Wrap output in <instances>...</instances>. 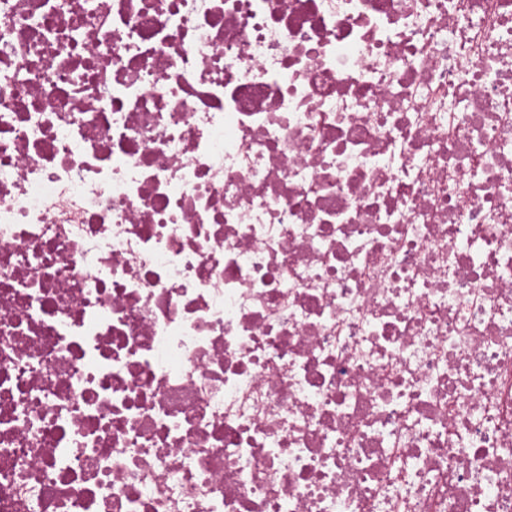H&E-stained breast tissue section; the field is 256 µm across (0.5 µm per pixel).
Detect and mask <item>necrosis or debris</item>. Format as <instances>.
<instances>
[{"label":"necrosis or debris","mask_w":512,"mask_h":512,"mask_svg":"<svg viewBox=\"0 0 512 512\" xmlns=\"http://www.w3.org/2000/svg\"><path fill=\"white\" fill-rule=\"evenodd\" d=\"M0 512H512V0H0Z\"/></svg>","instance_id":"obj_1"}]
</instances>
